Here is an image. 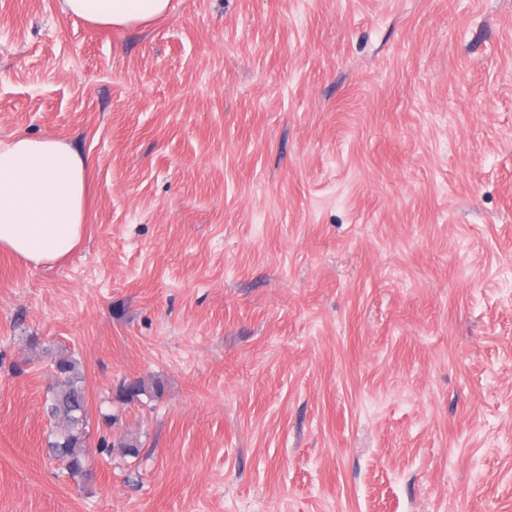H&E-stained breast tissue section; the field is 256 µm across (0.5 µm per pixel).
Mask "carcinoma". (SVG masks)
<instances>
[{"label":"carcinoma","mask_w":512,"mask_h":512,"mask_svg":"<svg viewBox=\"0 0 512 512\" xmlns=\"http://www.w3.org/2000/svg\"><path fill=\"white\" fill-rule=\"evenodd\" d=\"M50 358L54 383L48 388L44 405L49 420L48 445L70 475H81L86 472L83 448L90 436L84 374L80 362L66 350L54 351ZM144 391L140 382L124 381L117 388L116 398L129 402Z\"/></svg>","instance_id":"carcinoma-1"}]
</instances>
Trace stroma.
<instances>
[{
	"label": "stroma",
	"instance_id": "obj_1",
	"mask_svg": "<svg viewBox=\"0 0 512 512\" xmlns=\"http://www.w3.org/2000/svg\"><path fill=\"white\" fill-rule=\"evenodd\" d=\"M15 133L89 195L62 262L0 251V512H512V0H0ZM64 11L94 26L138 27L165 15L170 0H62ZM50 358L54 383L44 405L50 426L48 445L70 475H81L87 466L82 448L90 436L84 374L80 362L66 350L54 351Z\"/></svg>",
	"mask_w": 512,
	"mask_h": 512
}]
</instances>
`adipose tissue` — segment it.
<instances>
[{
	"label": "adipose tissue",
	"instance_id": "ef3b65f1",
	"mask_svg": "<svg viewBox=\"0 0 512 512\" xmlns=\"http://www.w3.org/2000/svg\"><path fill=\"white\" fill-rule=\"evenodd\" d=\"M94 26L138 27L165 15L170 0H62ZM88 161L50 135L0 140V250L38 268L79 245L87 222Z\"/></svg>",
	"mask_w": 512,
	"mask_h": 512
}]
</instances>
